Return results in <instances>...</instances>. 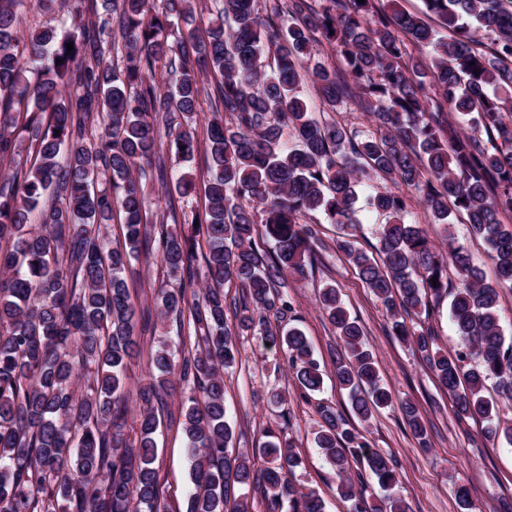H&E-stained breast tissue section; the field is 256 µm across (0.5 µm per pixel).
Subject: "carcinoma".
I'll list each match as a JSON object with an SVG mask.
<instances>
[{
	"instance_id": "1",
	"label": "carcinoma",
	"mask_w": 512,
	"mask_h": 512,
	"mask_svg": "<svg viewBox=\"0 0 512 512\" xmlns=\"http://www.w3.org/2000/svg\"><path fill=\"white\" fill-rule=\"evenodd\" d=\"M424 3L448 36L397 0H215L203 39L191 0H65L62 32L29 34L31 8L57 0H0V166L9 167L0 180V512H167L154 435L175 392L192 462L185 512H226L231 500L233 512H247L251 492L266 512H324L316 494L297 489L302 461L280 428L268 425V441L249 453L235 447L224 370L238 361L236 336L252 331L284 354L299 397L320 390L309 340L283 324L294 311L288 279L320 261L313 216L354 223L363 181L375 185L369 204L388 215L377 256L345 237L336 249L383 304L391 335L454 397L457 416L497 430L487 383L512 402L499 291L463 247L444 253L426 228L405 222L399 188L415 191L449 238V216H465L499 284L512 288V232L501 229L512 215V0ZM324 43L342 70L316 58ZM160 64L174 75L164 91L148 78ZM209 75L220 76L211 89ZM306 75L327 111L352 102L370 128L312 117ZM203 95L212 118L200 130ZM202 145L204 210L180 212L170 197L168 213H151L141 180H165L166 157L187 161ZM116 212L119 244L103 231ZM152 219L177 225L160 235L177 287L158 289L157 300L188 340L181 351L164 339L151 348L154 372L136 389L130 437L124 380L152 313L137 308L126 272L152 249ZM227 285L241 289L238 299L226 300ZM448 295L461 341L453 355L430 322ZM319 307L341 347L334 374L351 414L318 405L317 447L352 512H376L369 477L389 512H405L394 460L351 417L367 423L396 404L423 445L426 427L413 401L381 384L336 287L322 289ZM351 457L363 466L354 476Z\"/></svg>"
}]
</instances>
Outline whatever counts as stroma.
Returning a JSON list of instances; mask_svg holds the SVG:
<instances>
[{
    "label": "stroma",
    "instance_id": "1",
    "mask_svg": "<svg viewBox=\"0 0 512 512\" xmlns=\"http://www.w3.org/2000/svg\"><path fill=\"white\" fill-rule=\"evenodd\" d=\"M372 189H357L356 222L348 229L321 224L326 244L323 262L305 280L289 283L288 296L298 325L314 346L317 357L330 361L334 346L331 325L317 305L320 288L336 286L351 316L365 332L381 375L399 397L418 407L429 445L421 447L400 412L387 408L364 425L372 447L390 454L398 464L399 490L408 512H459L456 486L469 492L470 512H512V408L500 403V430L486 437L483 422L458 419L451 395L437 383L422 359L408 345L391 336L386 311L358 279L353 267L335 247L343 233H352L360 248L372 252L378 245L377 229L382 216L367 204ZM127 283L131 294L145 306H153L155 291L168 279L158 253L141 257ZM239 360L224 375L227 420L235 430V445L248 450L259 447L267 424L281 422L303 465L296 472V485L315 492L325 512H350V504L336 492V473L326 462L313 437L320 423L319 403L347 406L348 397L333 375H326L321 392L304 401L289 395L283 408H275L268 396L275 387H293V374L281 352L267 348L253 334L237 337ZM157 473L171 512H182L191 483L186 441L177 426L162 424L157 437Z\"/></svg>",
    "mask_w": 512,
    "mask_h": 512
}]
</instances>
